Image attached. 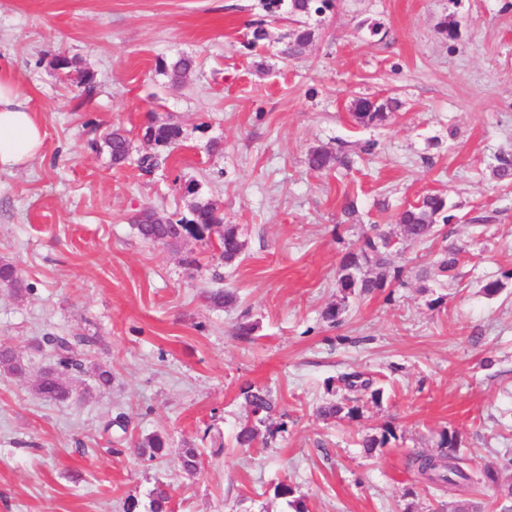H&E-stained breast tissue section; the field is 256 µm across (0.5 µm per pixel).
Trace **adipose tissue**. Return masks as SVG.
Returning <instances> with one entry per match:
<instances>
[{"label":"adipose tissue","instance_id":"ef3b65f1","mask_svg":"<svg viewBox=\"0 0 512 512\" xmlns=\"http://www.w3.org/2000/svg\"><path fill=\"white\" fill-rule=\"evenodd\" d=\"M43 137L26 100L0 82V166L15 167L39 155Z\"/></svg>","mask_w":512,"mask_h":512}]
</instances>
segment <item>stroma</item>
<instances>
[{
	"mask_svg": "<svg viewBox=\"0 0 512 512\" xmlns=\"http://www.w3.org/2000/svg\"><path fill=\"white\" fill-rule=\"evenodd\" d=\"M259 24L267 37L249 48ZM310 27L288 57L294 26L263 0H0V80L44 136L41 155L0 168V262L30 287L21 299L0 289V344L29 365L21 378L0 372V512H123L161 483L176 512H295L274 494L282 480L307 512H449L458 492L408 464L445 430L467 468L500 470L499 488L474 495L483 512L512 503L501 493L512 485V182L493 176L512 155V0H339ZM61 54L75 62L66 77ZM183 55L195 66L171 82L160 64ZM359 96L398 108L365 127L350 114ZM150 119L182 137L177 165L147 175L136 159L153 150ZM115 126L133 142L119 168L92 146ZM368 142L351 170L308 166L312 149ZM428 193L453 205L446 237L401 242L403 284L343 299L341 258L370 225L400 233L397 214ZM199 195L237 225L235 263L191 238L145 241L132 223L145 209L188 216ZM447 243L464 253L440 281ZM493 280L502 290L485 295ZM225 288L235 301L213 307L209 293ZM241 324L253 335L238 336ZM46 332L93 337L78 353L110 365L111 386L43 399L34 379L49 355L32 341ZM353 371L376 378L382 402L362 395L355 419L315 418L328 384ZM248 383L271 389L285 429L241 448ZM119 413L128 431L111 426ZM388 423L396 440L366 454L363 437ZM153 434L166 442L156 458L129 449ZM191 444L204 453L192 476L181 467Z\"/></svg>",
	"mask_w": 512,
	"mask_h": 512,
	"instance_id": "stroma-1",
	"label": "stroma"
}]
</instances>
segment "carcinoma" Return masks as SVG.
Wrapping results in <instances>:
<instances>
[{
  "label": "carcinoma",
  "mask_w": 512,
  "mask_h": 512,
  "mask_svg": "<svg viewBox=\"0 0 512 512\" xmlns=\"http://www.w3.org/2000/svg\"><path fill=\"white\" fill-rule=\"evenodd\" d=\"M266 8L272 13L283 12L296 24L292 32V41L283 50V54L294 56L311 43L313 32L306 27L302 18L311 15L323 16L332 7V0H265ZM193 59L179 57L170 64H162V71L169 74L171 79L178 81L191 70ZM396 109V103L388 100H371L358 98L352 101V116L361 125H373L386 121ZM181 128L173 123L157 124L149 122L144 128V138L152 143L155 151L138 159V167L144 172H151L168 164L170 148L179 142ZM112 164L119 166L126 163L131 155V140L126 130L114 127L103 137ZM353 150L345 145L339 146L336 154L316 148L308 154V165L316 172L331 168L348 170L353 165ZM493 175L498 180H512V155L497 157V165ZM451 219L448 215L446 198L441 194H426L415 203L409 205L397 215V223L402 225L403 238L413 241H423L437 233L438 226L446 224ZM139 235L153 243L169 245L186 238L209 240L217 236V252L219 259L226 264L237 261L242 255L245 242L239 229L234 224H223V218L218 209L209 201H197L191 207L190 217L172 220L161 217L152 210H144L135 219ZM399 241L381 224L370 225V232L359 239L355 248L342 259L337 270V287L343 293L342 300L351 296H361L381 290L387 285V268L389 256L398 251ZM461 249L456 246L446 247L436 262L437 275L452 277L459 264ZM377 269L375 276L369 271ZM0 287L7 288L17 296L22 297L29 290L24 284L15 267L9 262H0ZM38 347L50 349L53 362L42 367L35 379V389L45 399L64 403L72 400L75 395L73 385L66 381V375L71 370H77L89 377L98 389L107 388L112 383L111 369L103 365L83 367L71 356L70 342L59 336H44L37 341ZM0 369L16 376L27 372L24 361L8 347H0ZM344 389L352 392L364 391L374 403L381 402L383 390L373 388L374 380L360 372H350L339 378ZM247 405L249 416L236 434V442L241 447H252L258 437L257 426L266 425L267 440L275 438L280 429L268 425L275 403L269 390L252 385L240 389ZM350 398L338 401H326L315 410L317 417L329 419H353L360 412L357 405H349ZM396 438L395 428L388 424L382 428L380 435L368 436L361 446L368 453L378 448H385L392 439ZM136 447L144 454L154 458L165 447V442L158 435L149 436L137 442ZM183 470L193 475L202 467L203 452L194 446L183 449L181 455ZM411 464L419 477L426 483L436 486L453 487H488L499 481V471L487 466L480 470L467 469L460 454V439L456 432L444 431L440 434L437 450L421 451L411 457ZM146 512H171L168 492L158 486L151 493L149 508Z\"/></svg>",
  "instance_id": "obj_1"
}]
</instances>
